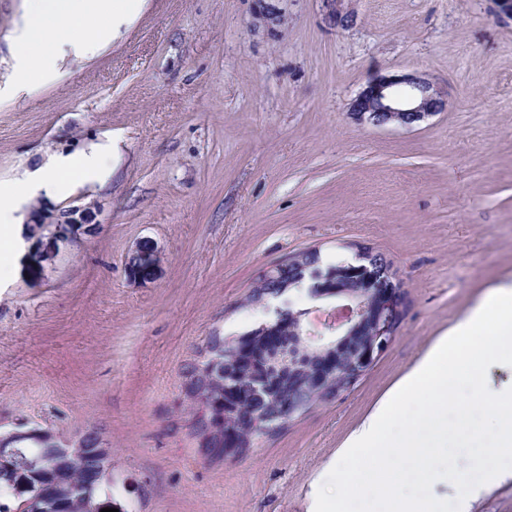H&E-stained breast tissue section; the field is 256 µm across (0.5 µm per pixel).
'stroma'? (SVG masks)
Wrapping results in <instances>:
<instances>
[{"mask_svg": "<svg viewBox=\"0 0 512 512\" xmlns=\"http://www.w3.org/2000/svg\"><path fill=\"white\" fill-rule=\"evenodd\" d=\"M333 30L320 0H146L98 55L7 95L25 0H0V181L115 142L104 182L35 195L22 212L91 208L96 230L43 270L0 280V426L94 424L119 512H310L316 478L409 366L491 287L512 280V19L494 0H353ZM447 93L413 128L348 116L377 74ZM141 239L157 278L132 282ZM382 253L406 309L385 353L246 455L204 460L177 407L213 332L270 319L243 307L257 276L303 249ZM162 264V256L161 252L159 251L157 245H155L150 240H141L135 243V245L132 247L130 252L128 253V256L126 258L125 266L127 269V272L129 273L133 269H137L143 265H147L149 267V270L147 267H142L137 271V275L140 278L134 279L133 277L129 278L133 280V282L138 283H147L151 280H153ZM151 275V276H150ZM150 276V277H149ZM148 280H143L147 279Z\"/></svg>", "mask_w": 512, "mask_h": 512, "instance_id": "stroma-1", "label": "stroma"}]
</instances>
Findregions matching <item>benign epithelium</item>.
<instances>
[{"label":"benign epithelium","instance_id":"benign-epithelium-1","mask_svg":"<svg viewBox=\"0 0 512 512\" xmlns=\"http://www.w3.org/2000/svg\"><path fill=\"white\" fill-rule=\"evenodd\" d=\"M351 0H321L325 21L336 30H344L354 25L355 13L349 7ZM448 104L446 92L430 79L417 72H400L371 77L363 89L352 100L349 118L359 125L376 128L399 126L412 128L429 117L442 112ZM90 208L70 209L61 215L34 212L33 224L42 225V231L34 234L31 225H26L25 242L35 241L29 251L31 262L37 266L51 258L50 248L44 247L42 232H50V243L68 241L74 230L81 226H92ZM372 248H356L354 261L343 265L341 274L357 277L363 283L358 301L346 299L337 289L325 290L324 277L318 270L310 273L309 295L317 300L333 295L334 304L328 307L313 308V323L316 328H328L336 338L350 336L360 326L370 329L371 340L360 351L356 374L365 373L386 351L397 335L404 315V296L396 287L397 280H391L387 288L371 287L372 272L361 264L364 254ZM162 264V256L157 245L150 240L135 243L126 258V269L131 271L143 265L156 277Z\"/></svg>","mask_w":512,"mask_h":512}]
</instances>
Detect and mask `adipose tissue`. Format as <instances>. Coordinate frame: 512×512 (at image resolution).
I'll return each mask as SVG.
<instances>
[{"instance_id":"ef3b65f1","label":"adipose tissue","mask_w":512,"mask_h":512,"mask_svg":"<svg viewBox=\"0 0 512 512\" xmlns=\"http://www.w3.org/2000/svg\"><path fill=\"white\" fill-rule=\"evenodd\" d=\"M145 0H25V17L12 45L13 88L27 93L52 83L64 51L78 57L96 55L109 41L112 27L132 23ZM115 147L103 144L79 155H58L26 176L0 182V277L15 257L21 205L41 194L56 199L77 183L102 181L105 159Z\"/></svg>"}]
</instances>
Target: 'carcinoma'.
Returning a JSON list of instances; mask_svg holds the SVG:
<instances>
[{
  "label": "carcinoma",
  "instance_id": "1",
  "mask_svg": "<svg viewBox=\"0 0 512 512\" xmlns=\"http://www.w3.org/2000/svg\"><path fill=\"white\" fill-rule=\"evenodd\" d=\"M338 266L336 262L324 267L316 250H300L259 275L245 303L258 304L285 287L290 292L299 289L297 276L304 267L328 271ZM304 315L302 309L288 305L277 330V351L268 346V336L261 328L243 333L260 352L261 373L271 388L269 399L263 403L254 397V371L246 364L234 367L229 362L236 340L217 332L207 337L196 358L181 372L180 407L189 421L190 435H206L213 447L222 448L224 431L230 429L237 436L239 451L244 453L262 434L264 423L279 422L288 399L303 406L329 401L353 384L351 366L369 332L351 336L340 348H315L299 341ZM329 355L335 356L332 377L324 392L315 394L307 386L311 371ZM226 380L238 389L236 402L227 412ZM15 431L17 435L4 438L0 444V512H12L19 499L33 501V512H101L114 507L108 490L111 476L95 452L97 426L80 431L84 450L70 454L58 453L46 442L53 436L64 440V436L47 428L21 423Z\"/></svg>",
  "mask_w": 512,
  "mask_h": 512
}]
</instances>
